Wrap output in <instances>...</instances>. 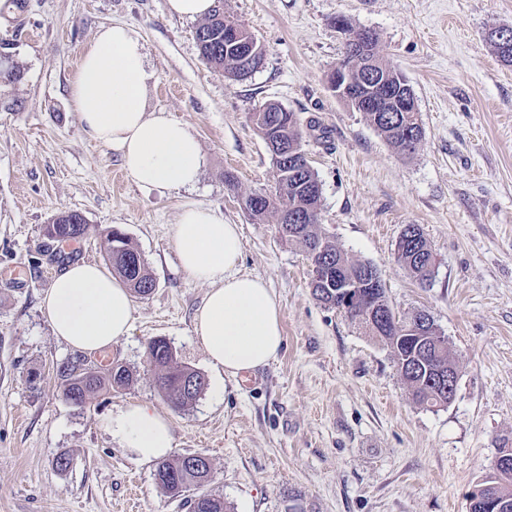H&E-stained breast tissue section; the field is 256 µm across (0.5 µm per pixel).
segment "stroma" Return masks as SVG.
<instances>
[{
  "label": "stroma",
  "mask_w": 512,
  "mask_h": 512,
  "mask_svg": "<svg viewBox=\"0 0 512 512\" xmlns=\"http://www.w3.org/2000/svg\"><path fill=\"white\" fill-rule=\"evenodd\" d=\"M24 3L0 10V40L14 42L24 71L6 90L21 109L0 103V512H188L184 498L157 487L154 464L102 429L132 401L169 419L174 455L212 460L207 489L232 512H284L295 495L306 512H469L467 492L495 480L501 449L512 448V65L488 41L491 29L512 26V0H224L265 49L244 80L202 59L196 21L170 16L166 0ZM340 19L375 32L412 87L424 137L411 157L331 92L345 46ZM117 22L136 29L154 74L148 111L200 141L194 188L136 184L70 104L84 49ZM270 102L296 114L322 184V229L377 268L399 315L427 312L447 338L460 368L448 405L415 404L387 346L314 298L301 245L246 210L248 195L275 192L253 123ZM190 204L240 226L237 268L278 297L284 343L267 367L226 381L222 399L207 390L178 410L156 386L152 339L166 338L207 383L220 376L193 334L208 286L182 272L174 246ZM64 211L88 224L70 246L76 260L106 264L116 228L156 282L134 297L133 330L109 353L132 370V384L81 407L63 398L54 372L74 351L40 309L61 270L43 229ZM409 224L436 257L423 284L397 260ZM63 453L72 458L65 471L56 467Z\"/></svg>",
  "instance_id": "35a3bbf8"
}]
</instances>
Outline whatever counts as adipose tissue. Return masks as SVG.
Masks as SVG:
<instances>
[{
  "instance_id": "adipose-tissue-1",
  "label": "adipose tissue",
  "mask_w": 512,
  "mask_h": 512,
  "mask_svg": "<svg viewBox=\"0 0 512 512\" xmlns=\"http://www.w3.org/2000/svg\"><path fill=\"white\" fill-rule=\"evenodd\" d=\"M151 77L133 27L101 28L81 56L72 107L88 135L117 152L137 184L164 191L193 187L204 165L201 145L182 123L147 112ZM174 244L182 270L209 285L192 322L209 363L233 380L268 366L283 345L281 306L264 279L236 272L243 246L239 226L208 207L191 206L179 215ZM41 307L54 336L82 352L107 350L132 327L129 288L96 263L65 266ZM101 426L144 463L166 458L174 448L168 419L147 403H128Z\"/></svg>"
}]
</instances>
